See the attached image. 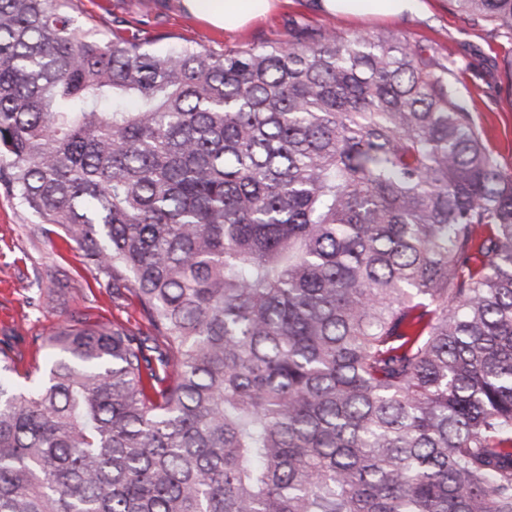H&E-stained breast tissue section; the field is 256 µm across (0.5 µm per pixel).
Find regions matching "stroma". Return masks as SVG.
Segmentation results:
<instances>
[{
  "label": "stroma",
  "instance_id": "35a3bbf8",
  "mask_svg": "<svg viewBox=\"0 0 512 512\" xmlns=\"http://www.w3.org/2000/svg\"><path fill=\"white\" fill-rule=\"evenodd\" d=\"M81 25L107 23L114 33L136 37L147 47L164 50L200 43L221 53L288 40L293 28L326 27L346 32L395 31L409 43L439 58L460 63L458 86L477 96V123L505 166L512 168V43L473 29L448 0H428L429 10L409 18L335 17L319 13L311 0H284L269 19L239 32H224L186 13L182 0H76ZM33 217L0 189V346L32 354L35 338L80 314L89 321H118L136 332L149 325L131 294L111 295L96 287L79 252L62 239H35ZM54 281V306L33 310L30 297L39 283Z\"/></svg>",
  "mask_w": 512,
  "mask_h": 512
}]
</instances>
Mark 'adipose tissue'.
Here are the masks:
<instances>
[{
    "label": "adipose tissue",
    "mask_w": 512,
    "mask_h": 512,
    "mask_svg": "<svg viewBox=\"0 0 512 512\" xmlns=\"http://www.w3.org/2000/svg\"><path fill=\"white\" fill-rule=\"evenodd\" d=\"M281 0H182L185 10L214 28L242 29L272 15ZM316 10L338 16L419 15L428 9L426 0H315Z\"/></svg>",
    "instance_id": "1"
}]
</instances>
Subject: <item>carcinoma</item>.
<instances>
[{
	"label": "carcinoma",
	"instance_id": "obj_1",
	"mask_svg": "<svg viewBox=\"0 0 512 512\" xmlns=\"http://www.w3.org/2000/svg\"><path fill=\"white\" fill-rule=\"evenodd\" d=\"M512 40V0H450ZM0 0V183L150 326L0 358V512H512V169L401 35L156 51Z\"/></svg>",
	"mask_w": 512,
	"mask_h": 512
}]
</instances>
